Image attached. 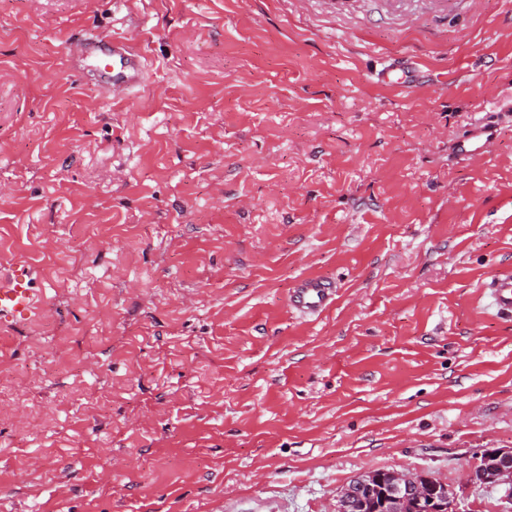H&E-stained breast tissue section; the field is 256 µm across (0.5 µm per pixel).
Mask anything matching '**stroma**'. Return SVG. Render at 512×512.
<instances>
[{
    "mask_svg": "<svg viewBox=\"0 0 512 512\" xmlns=\"http://www.w3.org/2000/svg\"><path fill=\"white\" fill-rule=\"evenodd\" d=\"M131 39L123 100L66 35ZM407 58L418 77L377 80ZM481 121V158L457 146ZM0 512H334L512 448V0H0ZM336 285L321 316L288 305ZM33 270L25 262L14 263L0 276V320L28 315L35 305ZM490 304L498 312L512 314V275L495 274L485 284ZM335 288L319 277L300 281L289 294L291 307L300 314L318 316L334 302Z\"/></svg>",
    "mask_w": 512,
    "mask_h": 512,
    "instance_id": "1",
    "label": "stroma"
}]
</instances>
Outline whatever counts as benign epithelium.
<instances>
[{"instance_id":"7a95c632","label":"benign epithelium","mask_w":512,"mask_h":512,"mask_svg":"<svg viewBox=\"0 0 512 512\" xmlns=\"http://www.w3.org/2000/svg\"><path fill=\"white\" fill-rule=\"evenodd\" d=\"M387 482L390 488L388 496L391 512H403L406 500L412 496L420 495L425 487L440 492L442 503L438 504L433 512H463L460 509L462 495L442 482L420 473H403L398 471H367L354 479V482L345 486L336 503V512H352L356 508H365L366 503L362 495L364 489L372 488L375 482ZM491 484L493 486H507L512 493V448H485L479 453L477 463L464 474V486H479Z\"/></svg>"}]
</instances>
